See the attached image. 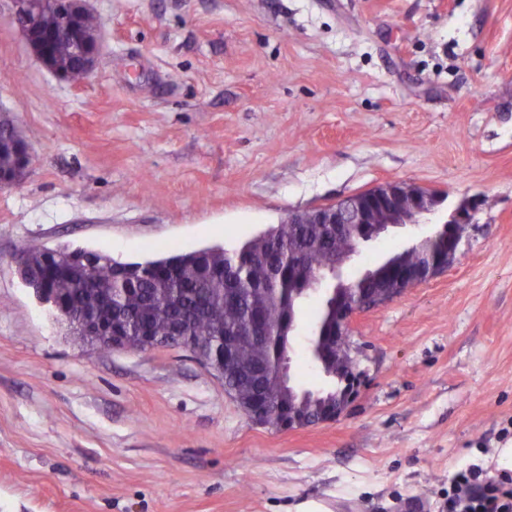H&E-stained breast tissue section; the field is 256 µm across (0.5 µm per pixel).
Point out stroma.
<instances>
[{"label":"stroma","mask_w":512,"mask_h":512,"mask_svg":"<svg viewBox=\"0 0 512 512\" xmlns=\"http://www.w3.org/2000/svg\"><path fill=\"white\" fill-rule=\"evenodd\" d=\"M81 83L39 66L0 0V121L33 159L0 190V512H448L512 448V0H90ZM388 182L443 196L362 244L356 275L480 197L448 269L351 326L333 422L253 423L186 349L103 350L22 280L29 242L142 261L232 251ZM315 301L292 340L308 359Z\"/></svg>","instance_id":"1"}]
</instances>
